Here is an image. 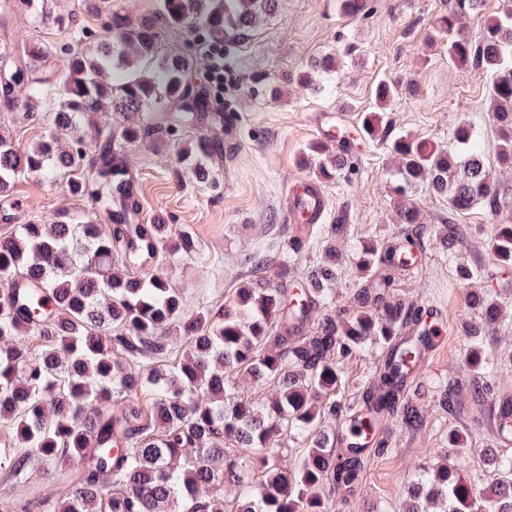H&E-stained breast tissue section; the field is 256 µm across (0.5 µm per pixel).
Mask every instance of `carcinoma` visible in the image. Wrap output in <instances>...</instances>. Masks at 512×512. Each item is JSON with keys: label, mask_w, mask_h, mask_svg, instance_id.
Wrapping results in <instances>:
<instances>
[{"label": "carcinoma", "mask_w": 512, "mask_h": 512, "mask_svg": "<svg viewBox=\"0 0 512 512\" xmlns=\"http://www.w3.org/2000/svg\"><path fill=\"white\" fill-rule=\"evenodd\" d=\"M481 8L482 0H457L438 28L448 33V62H471L490 77L498 141L487 143L470 120L452 129V148L408 134L391 139L399 222L413 225L411 237L396 251L363 248L370 280L343 311L331 308L342 253L329 240L306 281L267 285V258L256 253L253 279L223 307L192 309L150 273L169 227L135 223L125 158L112 150L114 117L127 144L146 133L147 111L164 102L175 111L158 114L159 128L192 126L201 117L181 109L201 62L176 47L160 51L164 28L199 26L225 40L274 15L279 0H159L155 13L135 20L109 13L113 38L93 51L73 47L88 37L80 28L61 45L25 49L13 59L0 52V108L15 110L16 88L25 87L26 109L50 107L56 129L22 157L0 135V193L22 175L64 176L68 192L95 200L110 223L103 234L94 221L65 212L0 239V423L17 441L0 457V512H226L223 498L200 491L224 483L240 487L231 512H331L324 488L352 486L366 447L336 451L322 424L344 413L336 399L339 364L371 338L389 350L363 391L371 412L353 428L357 442L379 420L420 423L399 384L413 371L417 349L399 337L410 327L426 329L428 313L391 292L419 233L420 209L406 202L408 194L421 188L442 197L453 215L483 206L495 221L490 253L501 268H512V211L486 164L491 153L497 168L512 170V7L488 19L474 45L461 31ZM335 68L336 58L324 55L300 80L319 89L318 77ZM397 94L387 80L376 84L377 110L364 115L362 133L383 130ZM92 115L94 139L58 148V134ZM210 152V141L198 136L184 143L178 160L204 177ZM346 165L338 155L320 163L315 176L331 181ZM173 325L186 333L183 352L162 336ZM24 330L36 333L39 348L13 342ZM234 373L274 385L275 397L258 407L235 397L227 391ZM288 433L308 442L292 470L279 464L278 437ZM229 441L239 449L225 448ZM34 460L53 467L57 498L44 496L33 480ZM253 460L261 469L256 479L246 476ZM489 462L497 478L480 491L464 477L461 460L423 470L414 486L421 506L407 512L439 503L442 512H512V457L494 451Z\"/></svg>", "instance_id": "cac0c4a2"}]
</instances>
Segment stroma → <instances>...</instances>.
Instances as JSON below:
<instances>
[{
    "instance_id": "1",
    "label": "stroma",
    "mask_w": 512,
    "mask_h": 512,
    "mask_svg": "<svg viewBox=\"0 0 512 512\" xmlns=\"http://www.w3.org/2000/svg\"><path fill=\"white\" fill-rule=\"evenodd\" d=\"M11 2V9L0 14V51L12 52L31 42L64 43L78 28L87 29L95 40L106 33V13L87 10L85 0H45V9L59 18L54 25L36 24L32 9L21 0ZM455 3L367 0L365 14L353 17L341 11L339 0H282L277 15L248 35L225 40L223 83L212 81L203 69L194 77L210 111L238 114L234 140L225 139L220 124L172 133L152 124L132 145L113 138V148L125 153L140 183L144 223L163 219L171 237L185 231L194 240L192 252L164 250L153 274L186 293L198 309L223 306L245 277V258L258 251L274 260L265 273L270 283H277L283 273L289 280L304 281L307 270L320 261L324 242L311 238L303 251L292 253L281 200L287 185L315 171L303 155L318 138L311 117L317 112L363 115L373 106L372 89L380 79L406 89L389 106L392 134L444 144L451 129L467 118L475 121L486 142H493L491 80L481 70L449 63L448 36L437 28L438 18ZM326 54L337 59L335 73L325 76L321 90L300 86L299 76L310 59ZM51 118L45 108L0 111V134L24 153L52 132ZM200 134L213 141L205 180L177 160L179 142ZM347 157V167L326 184L331 205L325 223L335 227L333 239L344 258L334 285L340 309L365 281L358 266L361 248L399 241L406 230L397 219L391 192L397 161L386 140L354 133ZM412 200L426 227L421 243L426 258L420 270L399 276L395 293L422 307L444 308L453 333L408 393L423 419L421 427L392 424L388 451L370 456L358 484L326 491L332 512H405L408 487L424 469L445 462L453 430L465 439V475L472 484L481 489L496 478L486 457L494 447L492 394L512 392V274H504L487 249L494 221L483 207L452 217L444 199L418 192ZM64 211L104 219L91 199L71 196L64 180L21 178L0 194V239L29 222L50 223ZM450 221L457 224L459 235L446 249L441 241ZM460 265L470 267L474 279H461L456 272ZM474 291L501 304L496 323H487L470 308L468 297ZM466 319L481 328L483 355L495 363V375L470 364L471 339L462 327ZM384 353L372 343L343 364L345 385L338 397L347 410L358 409L363 385ZM489 376L494 379L492 393L475 398L474 385ZM450 390L454 403L447 406L442 399Z\"/></svg>"
}]
</instances>
